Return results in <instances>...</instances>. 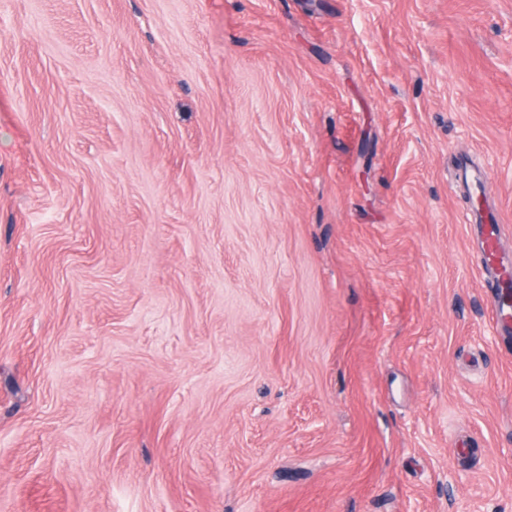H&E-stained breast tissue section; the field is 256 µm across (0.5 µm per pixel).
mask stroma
I'll return each instance as SVG.
<instances>
[{"label": "stroma", "instance_id": "1", "mask_svg": "<svg viewBox=\"0 0 512 512\" xmlns=\"http://www.w3.org/2000/svg\"><path fill=\"white\" fill-rule=\"evenodd\" d=\"M476 197L512 0H0V512H512Z\"/></svg>", "mask_w": 512, "mask_h": 512}]
</instances>
